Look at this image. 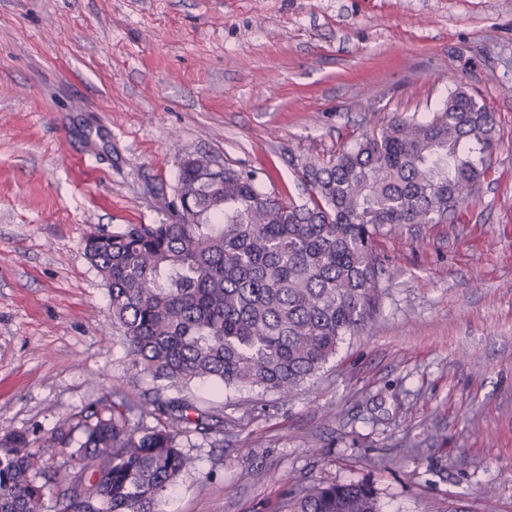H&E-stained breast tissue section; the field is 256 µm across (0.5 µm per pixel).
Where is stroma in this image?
I'll list each match as a JSON object with an SVG mask.
<instances>
[{
	"instance_id": "obj_1",
	"label": "stroma",
	"mask_w": 512,
	"mask_h": 512,
	"mask_svg": "<svg viewBox=\"0 0 512 512\" xmlns=\"http://www.w3.org/2000/svg\"><path fill=\"white\" fill-rule=\"evenodd\" d=\"M456 81L500 130L474 199L384 230L367 329L292 398L182 388L224 432L159 510L363 482L382 512H512V0H0V434L153 393L84 248L173 221L184 157L301 200L302 162Z\"/></svg>"
}]
</instances>
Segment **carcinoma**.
<instances>
[{"label":"carcinoma","instance_id":"1","mask_svg":"<svg viewBox=\"0 0 512 512\" xmlns=\"http://www.w3.org/2000/svg\"><path fill=\"white\" fill-rule=\"evenodd\" d=\"M421 120L397 115L365 128L326 161L301 163V202L261 188L228 164L183 160L169 224H128L87 239L85 253L110 298L112 327L133 363L162 383L150 400L115 388L78 420L56 427L50 448H71L48 470L25 430L0 435V512H158L195 467L182 438L224 431V418L164 390L195 379L292 397L364 328L378 301L375 238L398 224H440L469 203L498 149L495 113L453 82ZM153 425L131 424L130 414ZM289 512H380L367 484L318 485Z\"/></svg>","mask_w":512,"mask_h":512}]
</instances>
